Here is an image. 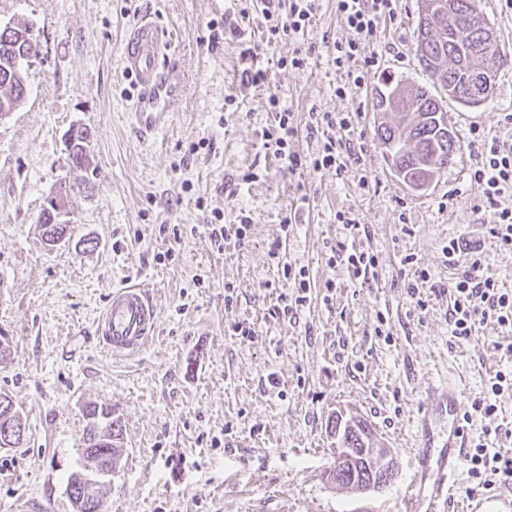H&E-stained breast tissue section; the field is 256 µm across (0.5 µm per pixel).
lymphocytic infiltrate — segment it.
Segmentation results:
<instances>
[{"label": "lymphocytic infiltrate", "instance_id": "obj_1", "mask_svg": "<svg viewBox=\"0 0 512 512\" xmlns=\"http://www.w3.org/2000/svg\"><path fill=\"white\" fill-rule=\"evenodd\" d=\"M394 0H336V12L342 16L356 37L347 42H336L334 62L344 67L351 62L361 61L362 66L353 72L354 84H361L371 73L373 57L367 56L366 45L376 40L381 23L394 13ZM317 0H263L261 16L264 24V38L261 44L246 48L248 56H257L261 49H272L283 42H297L298 47L291 55L280 57V65L302 67L306 56L300 44L304 42L316 18ZM268 104L275 114L278 134L268 140L267 146L275 155L285 160L288 170L297 174L306 168L332 170L337 176L349 173L351 161L336 146L335 134L349 130L350 116L332 112L309 110L305 123H298L294 112L281 106L279 97L273 96ZM319 141L320 147L312 156L292 151L290 144L298 134ZM474 179L484 186V202L492 214L491 234L500 247L512 251V143L500 140L483 142L480 159L473 173ZM480 255L471 254L468 271L449 285L452 301L449 323L452 336H471L478 319L495 318L505 333L512 334V290L502 288L498 281L481 277ZM282 280L287 287L281 296V303L275 308V315H295L306 304L311 288L306 267L295 268L284 265ZM471 471L481 487L496 482L512 480V457L498 450L475 444L469 452Z\"/></svg>", "mask_w": 512, "mask_h": 512}]
</instances>
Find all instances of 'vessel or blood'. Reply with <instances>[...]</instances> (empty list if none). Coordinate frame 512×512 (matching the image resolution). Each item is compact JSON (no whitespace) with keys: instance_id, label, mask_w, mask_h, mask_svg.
<instances>
[{"instance_id":"1","label":"vessel or blood","mask_w":512,"mask_h":512,"mask_svg":"<svg viewBox=\"0 0 512 512\" xmlns=\"http://www.w3.org/2000/svg\"><path fill=\"white\" fill-rule=\"evenodd\" d=\"M167 43L158 24L141 19L128 32L123 46L124 71L135 76L141 91L131 112L143 137L163 132L172 112L182 102V89L160 70V57ZM157 309L148 288L141 284L116 287L96 322V336L102 349L114 356L138 354L157 324ZM462 393L456 387L437 391L420 412L414 446L422 461L404 498V512H445L450 502L467 438L459 423ZM447 424L437 432L433 421Z\"/></svg>"}]
</instances>
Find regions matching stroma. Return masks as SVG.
Masks as SVG:
<instances>
[{
	"label": "stroma",
	"mask_w": 512,
	"mask_h": 512,
	"mask_svg": "<svg viewBox=\"0 0 512 512\" xmlns=\"http://www.w3.org/2000/svg\"><path fill=\"white\" fill-rule=\"evenodd\" d=\"M318 4L306 64L279 66L292 49L280 44L256 60L267 83L245 87L243 44L214 37L210 23L231 16L261 41L260 0H0V22L30 26L39 42L24 100L0 117V336L11 340L0 393L25 428L19 447L0 449V512H74L66 478L82 460V408L95 402L112 406L124 437L100 512H400L418 467V414L448 377L463 392L469 443L483 436L472 405L512 367V337L490 317L469 338L451 335L440 289L469 263L448 267L442 248L455 239L479 249L482 275L512 289V251L490 234L473 177L479 138L512 140L503 122L512 64L483 105L448 103L459 149L415 191L376 141L373 97L387 77L431 84L416 52L419 0H397L369 47L375 67L343 98L336 89L348 79L332 47L354 33L335 0ZM145 16L176 36L166 74L183 90L169 127L149 140L130 123L138 85L122 68L124 37ZM272 95L301 118L313 106L349 114L361 159L353 176L290 174L262 138L276 126ZM82 127L93 138L76 171L66 136ZM59 190L71 237L51 248L38 218ZM243 210L248 243L217 248L207 220L218 212L230 226ZM340 211L359 228L337 224ZM289 214L296 226L286 234ZM279 237L284 262L308 267L312 280L292 318L272 314L283 287L268 250ZM329 242L378 253L376 278L328 265ZM409 254L431 273L422 311L407 292ZM130 280L150 288L159 322L140 354L115 359L94 325L113 288ZM238 321L254 327L252 338L235 336ZM336 411L366 420L389 449L394 478L382 490L330 481L326 425Z\"/></svg>",
	"instance_id": "obj_1"
}]
</instances>
